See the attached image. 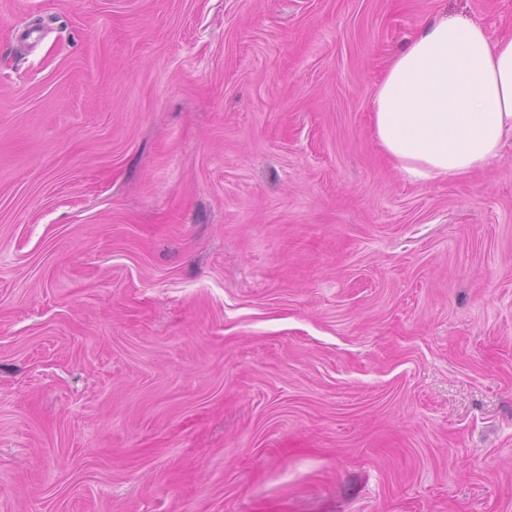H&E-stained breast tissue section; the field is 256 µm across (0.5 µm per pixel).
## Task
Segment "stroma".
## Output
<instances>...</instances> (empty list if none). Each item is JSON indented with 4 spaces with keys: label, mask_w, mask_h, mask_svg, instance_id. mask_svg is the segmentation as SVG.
<instances>
[{
    "label": "stroma",
    "mask_w": 512,
    "mask_h": 512,
    "mask_svg": "<svg viewBox=\"0 0 512 512\" xmlns=\"http://www.w3.org/2000/svg\"><path fill=\"white\" fill-rule=\"evenodd\" d=\"M512 0H0V512H512V149L415 180L390 58Z\"/></svg>",
    "instance_id": "35a3bbf8"
}]
</instances>
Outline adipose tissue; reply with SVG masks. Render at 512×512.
<instances>
[{
  "mask_svg": "<svg viewBox=\"0 0 512 512\" xmlns=\"http://www.w3.org/2000/svg\"><path fill=\"white\" fill-rule=\"evenodd\" d=\"M373 134L404 174L454 180L512 143V37L440 17L425 24L376 84Z\"/></svg>",
  "mask_w": 512,
  "mask_h": 512,
  "instance_id": "adipose-tissue-1",
  "label": "adipose tissue"
}]
</instances>
